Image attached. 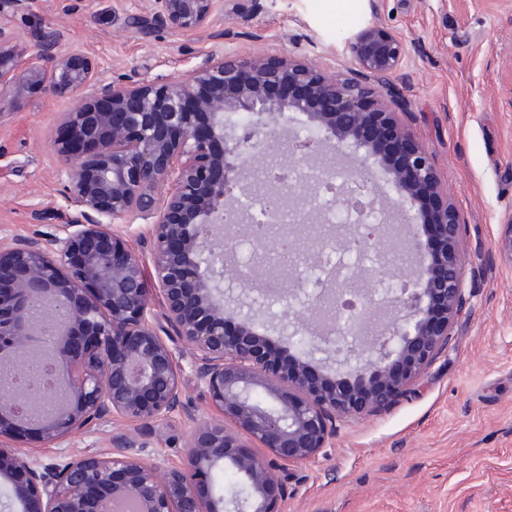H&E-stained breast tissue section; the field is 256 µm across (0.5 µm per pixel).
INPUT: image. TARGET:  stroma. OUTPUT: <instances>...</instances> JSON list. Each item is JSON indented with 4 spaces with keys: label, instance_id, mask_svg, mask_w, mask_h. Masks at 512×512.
I'll return each mask as SVG.
<instances>
[{
    "label": "stroma",
    "instance_id": "35a3bbf8",
    "mask_svg": "<svg viewBox=\"0 0 512 512\" xmlns=\"http://www.w3.org/2000/svg\"><path fill=\"white\" fill-rule=\"evenodd\" d=\"M242 9L218 11L212 27L189 33L165 25L131 29L148 15L150 0H28L0 23L22 46L33 47L46 24L63 33L61 52L81 49L101 79L129 83L188 74L215 54L291 55L320 72L348 76L346 38L380 24L403 42L401 71L382 89L431 155L461 219L465 242L467 311L452 340L412 390L388 408L337 420L329 446L292 466L283 512H512V264L496 247L512 213V0H239ZM74 95L34 94L0 118V244L60 233L74 210L51 142ZM305 118L285 113L248 178L261 191L271 166L295 163L293 143ZM285 214L298 219L301 250L284 256L277 238L267 248L247 245L249 223L232 225L231 264L252 269L249 283L232 282L245 304H269L260 290L264 269L295 273L317 261L311 238L327 232L301 200ZM414 256L401 236L388 233L373 260L359 266L365 289L381 299L386 284L408 279ZM186 372L183 407L148 431L136 454L163 469L182 468L196 425L219 412L187 369L190 347L173 341ZM110 417L81 433L32 449L48 464L66 454L112 456L114 438L131 432Z\"/></svg>",
    "mask_w": 512,
    "mask_h": 512
}]
</instances>
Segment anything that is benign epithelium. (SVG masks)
<instances>
[{
	"label": "benign epithelium",
	"instance_id": "obj_1",
	"mask_svg": "<svg viewBox=\"0 0 512 512\" xmlns=\"http://www.w3.org/2000/svg\"><path fill=\"white\" fill-rule=\"evenodd\" d=\"M218 0H152V18L175 32L212 26ZM61 32L49 23L18 66L24 50L0 26V118L32 93L77 94L82 102L61 117L52 148L67 179L75 214L62 234L14 239L0 247V479L20 512H224L213 495V471L231 465L244 478L234 512H280L289 467L316 457L336 432V419L382 410L409 389L448 348L466 298L461 221L435 165L414 134L385 110L379 86L399 71L401 40L368 25L347 40L357 75L327 78L291 56H207L180 79L130 84L97 79L78 51L62 54ZM242 116L224 123V113ZM298 112L311 135L298 141L305 158L330 145L351 160L352 180L375 184L374 166L388 175L404 222L432 228L438 251L412 239L417 255L407 287L391 294L400 316L376 336H363L370 299L332 278L326 297L308 296L304 315L281 325L289 344H304L295 366L283 363L255 329L257 315L224 293V281L246 280L226 266L224 225L243 222L224 207L242 186L252 158L263 151L279 117ZM270 223L282 215L278 189L266 182ZM320 215L343 199L312 197ZM136 215L151 221L154 278L173 337L193 350L194 381L222 419L202 421L184 467L161 473L157 462L117 454L65 455L42 465L17 441L49 442L83 431L109 415L134 425L116 448H146L142 428L163 424L183 405L179 364L157 331L140 258L112 223ZM382 226L361 236L320 235L317 250L344 241L375 250ZM512 263V214L497 240ZM333 326L318 334L305 316ZM237 329H227L229 317ZM350 336L336 360V380H320L312 364L331 361L334 334ZM230 420L268 449L265 460L246 451Z\"/></svg>",
	"mask_w": 512,
	"mask_h": 512
}]
</instances>
